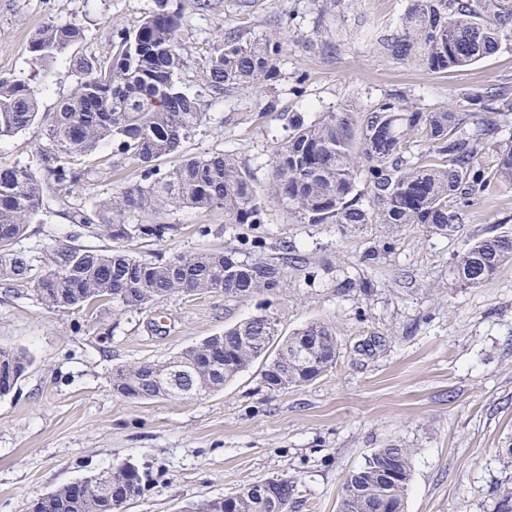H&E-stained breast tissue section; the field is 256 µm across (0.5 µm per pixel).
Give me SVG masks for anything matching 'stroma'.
Segmentation results:
<instances>
[{"label":"stroma","instance_id":"1","mask_svg":"<svg viewBox=\"0 0 512 512\" xmlns=\"http://www.w3.org/2000/svg\"><path fill=\"white\" fill-rule=\"evenodd\" d=\"M410 0H0V75L23 79L40 106L37 120L0 140V165L32 166L46 142L47 117L71 90L66 60L38 71L29 42L46 22L77 23V53L106 59L119 32L159 8L178 13L186 49L182 90L198 96L204 119L184 154L233 153L257 186L295 119L366 112L401 96L419 107L473 112L469 96L512 98V45L468 67L437 74L394 63L382 36L395 33ZM284 45L276 75L260 87L205 84L224 33ZM104 176L76 188L72 206L90 207L120 184L139 181L138 164L103 150ZM137 224H171V237L130 243L142 258L202 248L251 258L290 247L288 286L246 300L223 293L177 294L147 311L105 305L84 312L45 309L29 284L0 287V347L31 360L12 393L0 397V512H27L52 489L130 463L146 491L123 512H183L186 505L281 476L297 483L290 512H337L343 483L390 443L411 450L405 512H492L512 482V264L477 288L452 285L454 255L476 239L512 235V185L498 184L464 208L448 236L412 225L391 234L310 224L284 209L261 224H228L220 210L145 211ZM209 235H199V227ZM74 228L55 191L20 246L43 253ZM376 260H365L369 250ZM282 333L319 321L339 340L335 366L312 382L270 392L259 367L224 390L191 399H126L113 394V366L174 356L182 348L261 311Z\"/></svg>","mask_w":512,"mask_h":512}]
</instances>
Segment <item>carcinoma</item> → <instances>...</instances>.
Wrapping results in <instances>:
<instances>
[{
	"label": "carcinoma",
	"instance_id": "obj_1",
	"mask_svg": "<svg viewBox=\"0 0 512 512\" xmlns=\"http://www.w3.org/2000/svg\"><path fill=\"white\" fill-rule=\"evenodd\" d=\"M177 28L178 16L162 8L119 36L109 60L70 57L77 82L47 125L38 170L0 166L1 285L33 281L46 309L71 312L106 304L121 311L149 310L179 293L222 291L229 299L275 294L287 284V258L249 261L236 252L201 249L168 260L141 259L125 242L161 241L175 227L132 224L130 215L177 207L220 209L227 224H262L268 210L279 207L310 224L362 230L383 224L392 231L417 224L448 235L461 223L460 208L476 204L493 183L512 184V140L496 141L495 121L448 108L430 111L394 97L357 118L348 110L328 112L316 122L291 127L259 190L230 153L182 154V143L202 123L203 112L198 98L176 83L184 59ZM83 37L77 24L47 22L31 39L33 61L55 63ZM507 44H512V0H411L399 30L381 39L396 62L433 73L469 66ZM281 52L278 42H248L226 33L224 48L210 59L208 87L222 95L229 85L266 81L275 74ZM38 115L30 84L0 76V140L26 129ZM416 140L427 146L426 155H412ZM108 144L140 165L141 180L118 186L90 210L65 215L75 237L105 236L113 246L99 250L71 242L47 248L40 260L18 249L43 205L45 188L65 198L98 174L97 166H76L73 155H89ZM490 147L496 159L489 166L483 154ZM163 157L172 160L165 170L157 165ZM507 264H512V236H488L457 253L452 273L459 287L476 288ZM337 352L338 339L329 327L308 323L283 336L277 317L263 313L168 360L117 366L110 383L126 398L181 399L220 392L261 359L264 385L282 392L328 371ZM27 365L24 352L0 347V396L14 390ZM410 454L400 444L372 453L346 478L338 512H373L381 498L404 512ZM386 463L397 465V482L379 476ZM128 472L122 464L85 478L89 495L82 498L72 496L66 485L58 487L41 498L40 512H103L97 496L103 480L121 490L115 502L128 495L136 499L144 479ZM295 491L296 481L287 476L271 484L262 499L244 488L237 512H288ZM183 512H226V505L221 497L209 498Z\"/></svg>",
	"mask_w": 512,
	"mask_h": 512
}]
</instances>
